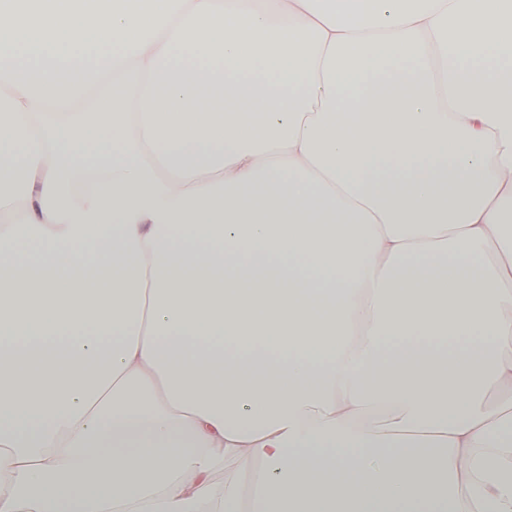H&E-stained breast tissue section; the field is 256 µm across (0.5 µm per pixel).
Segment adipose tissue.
I'll list each match as a JSON object with an SVG mask.
<instances>
[{
	"label": "adipose tissue",
	"instance_id": "ef3b65f1",
	"mask_svg": "<svg viewBox=\"0 0 512 512\" xmlns=\"http://www.w3.org/2000/svg\"><path fill=\"white\" fill-rule=\"evenodd\" d=\"M0 512H512V0H0Z\"/></svg>",
	"mask_w": 512,
	"mask_h": 512
}]
</instances>
